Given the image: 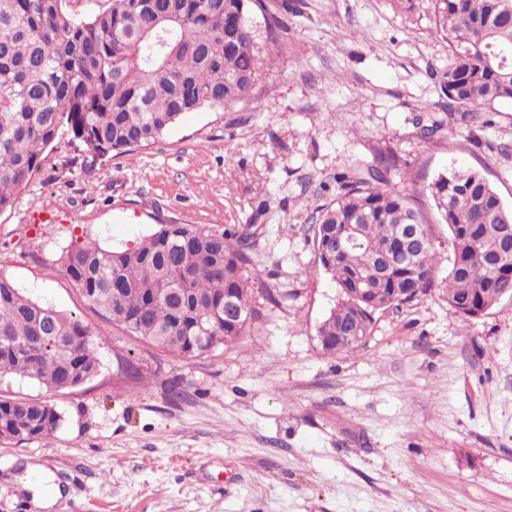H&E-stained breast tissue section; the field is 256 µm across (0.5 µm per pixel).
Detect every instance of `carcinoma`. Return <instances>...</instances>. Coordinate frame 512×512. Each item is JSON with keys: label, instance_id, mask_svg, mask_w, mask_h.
Wrapping results in <instances>:
<instances>
[{"label": "carcinoma", "instance_id": "cac0c4a2", "mask_svg": "<svg viewBox=\"0 0 512 512\" xmlns=\"http://www.w3.org/2000/svg\"><path fill=\"white\" fill-rule=\"evenodd\" d=\"M69 0H0V212L11 207L66 128L96 156L150 144L185 112L234 109L258 80L259 0H104L87 18ZM448 43L441 89L448 111L484 126L492 105L512 100V0H431ZM425 139L443 130L416 117ZM394 160L336 176L339 192L315 208L314 246L341 300L317 329L322 351L346 352L340 337L371 334L374 315L420 301L437 287L441 254L432 236L395 248L422 213L390 186ZM448 225V309L466 321L512 296V209L485 174L450 169L426 187ZM355 227L357 244L346 241ZM251 234L161 222L120 251L74 242L55 270L108 320L176 358L207 355L245 335L249 305L243 266ZM93 332L80 319L24 295L0 274V378L74 389L97 375ZM49 404L0 399V440L54 436Z\"/></svg>", "mask_w": 512, "mask_h": 512}]
</instances>
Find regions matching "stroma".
Masks as SVG:
<instances>
[{
  "instance_id": "35a3bbf8",
  "label": "stroma",
  "mask_w": 512,
  "mask_h": 512,
  "mask_svg": "<svg viewBox=\"0 0 512 512\" xmlns=\"http://www.w3.org/2000/svg\"><path fill=\"white\" fill-rule=\"evenodd\" d=\"M284 26L260 41L250 101L181 116L149 145L98 157L61 131L0 212V274L94 332L98 374L50 391L19 376L0 397L53 405L54 436L0 440V512H33L15 479L46 469L52 512H512V298L462 321L444 288L377 313L364 347L324 354L317 329L339 298L313 245L336 177L377 155L424 213L427 184L483 170L512 207V100L479 127L449 114L448 45L428 0H263ZM445 127L421 139L416 115ZM174 221L250 226L243 274L258 313L245 336L198 358L143 343L49 275L75 239L134 246ZM138 367L143 382L125 377Z\"/></svg>"
}]
</instances>
